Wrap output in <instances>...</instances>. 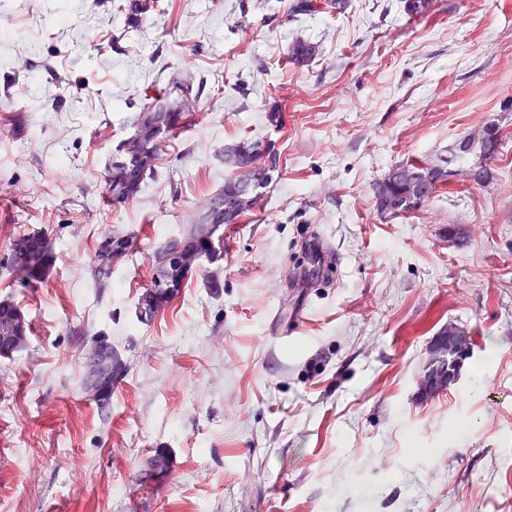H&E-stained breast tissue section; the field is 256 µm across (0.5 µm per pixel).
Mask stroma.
Here are the masks:
<instances>
[{
  "label": "stroma",
  "mask_w": 512,
  "mask_h": 512,
  "mask_svg": "<svg viewBox=\"0 0 512 512\" xmlns=\"http://www.w3.org/2000/svg\"><path fill=\"white\" fill-rule=\"evenodd\" d=\"M292 2L154 0L128 32L122 0H0V256L32 231L56 251L33 287L0 268L31 323L0 357V512H512V0ZM298 38L318 47L303 66ZM175 78L200 86L194 112L109 206L117 145ZM488 123L492 180L379 218L376 180L411 159L474 166L458 144ZM242 139L275 143L279 177L141 319L156 250ZM112 232L138 250L98 288ZM453 325L459 378L424 393ZM102 335L126 365L105 411L84 368ZM158 449L155 489L139 475ZM347 6L345 0H297L291 5L294 15H312L324 12H340Z\"/></svg>",
  "instance_id": "35a3bbf8"
}]
</instances>
